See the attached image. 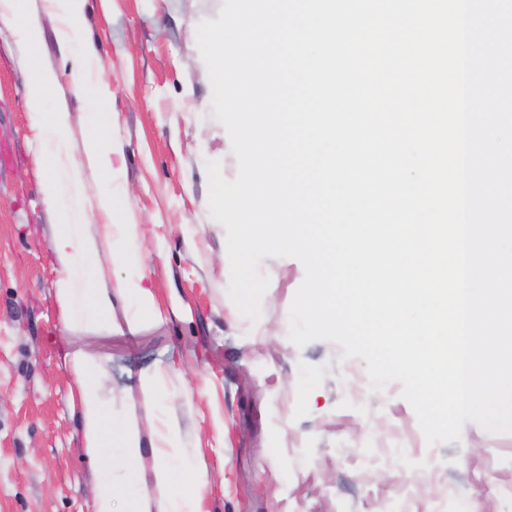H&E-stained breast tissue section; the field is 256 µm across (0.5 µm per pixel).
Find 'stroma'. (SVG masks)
Listing matches in <instances>:
<instances>
[{
    "mask_svg": "<svg viewBox=\"0 0 512 512\" xmlns=\"http://www.w3.org/2000/svg\"><path fill=\"white\" fill-rule=\"evenodd\" d=\"M33 4L39 56L58 78L46 104H68L79 162L93 146L88 114H105L130 218L146 228V284L162 318L134 334L65 328L52 250L60 207L41 191L25 50L1 28L0 512H92L96 472L71 399L69 344L102 362L117 420L178 417L183 447L206 471L208 512H512V432L468 421L459 440L427 444L401 383L373 390L365 361L343 358L337 344L290 341L299 260H261L269 284L258 318L232 300L206 164L232 180L238 163L190 37L218 19L223 0H85L84 37L65 45L56 7ZM85 54L92 98L70 69ZM155 365L176 371L173 397L156 406L136 386Z\"/></svg>",
    "mask_w": 512,
    "mask_h": 512,
    "instance_id": "1",
    "label": "stroma"
}]
</instances>
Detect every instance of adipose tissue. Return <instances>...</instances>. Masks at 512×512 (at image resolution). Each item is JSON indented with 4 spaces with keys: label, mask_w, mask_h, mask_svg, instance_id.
<instances>
[{
    "label": "adipose tissue",
    "mask_w": 512,
    "mask_h": 512,
    "mask_svg": "<svg viewBox=\"0 0 512 512\" xmlns=\"http://www.w3.org/2000/svg\"><path fill=\"white\" fill-rule=\"evenodd\" d=\"M0 24L10 30L31 50L28 61L30 92L27 104L38 138L45 150L43 167L47 173L42 191L48 203L70 193V205L60 213L52 240L61 264L55 299L63 312L67 330L103 327L113 332L137 331L147 320L157 319L151 288L145 284V256L140 225L131 222V202L121 191L122 175L113 169L105 118L91 125L94 148L87 155L89 166L101 174L95 195H88L81 167L70 149L71 114L65 104L47 109L46 97L57 87L54 71L40 62L37 50L41 42L39 14L30 0H0ZM94 206L103 216L106 238L112 241V264L128 269L129 274L112 287H82L74 273L77 258L97 255L95 239L85 232L86 206ZM131 301L134 312L125 322L112 318L114 297ZM75 376L82 415L85 452L93 464L95 482L93 512H207L204 502L205 472L191 449L181 445V429L176 419L151 424V449H142V431L137 422H119L105 399L106 382L100 361L74 347L66 355ZM151 454V469H143L144 454ZM124 481H117L116 473ZM153 487L141 493V484Z\"/></svg>",
    "instance_id": "obj_1"
}]
</instances>
